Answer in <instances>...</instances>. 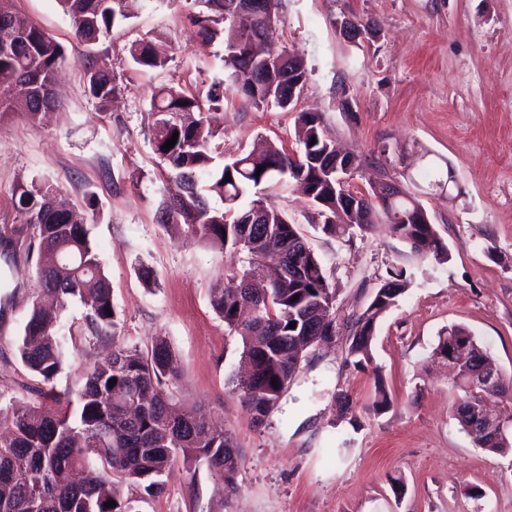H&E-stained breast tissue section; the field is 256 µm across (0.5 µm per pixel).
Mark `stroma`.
Returning a JSON list of instances; mask_svg holds the SVG:
<instances>
[{
    "instance_id": "1",
    "label": "stroma",
    "mask_w": 512,
    "mask_h": 512,
    "mask_svg": "<svg viewBox=\"0 0 512 512\" xmlns=\"http://www.w3.org/2000/svg\"><path fill=\"white\" fill-rule=\"evenodd\" d=\"M17 7L64 46L61 109L37 120L0 117V392L54 408L41 378L20 361L17 344L32 304L43 299L42 261L20 233L19 182L41 178L90 228L112 284L122 336L140 349L168 339L188 402L205 405L243 449L238 492L200 462L176 461L165 493L140 512H512V453L474 446L456 408L462 391L432 352L440 334L462 325L512 376V0H279L276 47L305 60L307 81L293 110L246 104L226 80L224 40L203 41L193 23L204 0H128L127 19L96 43H77L59 0ZM375 26L376 38L351 41L344 18ZM165 46V67L143 71L133 44ZM112 72L118 91L102 104L87 88L85 59ZM222 83L216 162L261 141L293 150L297 115L317 113L328 137L361 159L352 192L398 184L424 207L449 260L411 253L385 216L349 241L325 236L310 199L270 182L256 193L287 214L321 260L337 291L336 334L302 363L263 424H254L232 390L242 342L210 305V291L238 260L162 227L156 212L166 167L152 147V99L176 85L193 93ZM448 180V189L436 188ZM159 281L149 288L139 265ZM401 268L409 286L379 320L371 368L348 356L344 329L386 278ZM392 405L372 409L376 380ZM403 493H395L393 479Z\"/></svg>"
}]
</instances>
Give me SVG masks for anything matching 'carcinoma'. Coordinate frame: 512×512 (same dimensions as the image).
Returning a JSON list of instances; mask_svg holds the SVG:
<instances>
[{
  "label": "carcinoma",
  "mask_w": 512,
  "mask_h": 512,
  "mask_svg": "<svg viewBox=\"0 0 512 512\" xmlns=\"http://www.w3.org/2000/svg\"><path fill=\"white\" fill-rule=\"evenodd\" d=\"M224 2L206 0L211 14L195 19L199 35L213 39L219 34L217 25L228 22L225 47L241 45L237 54L224 56L228 81L254 106L272 103L288 110L292 102L268 96L263 87L255 91L238 84L239 75L256 72L260 59L282 50L266 41L260 18L237 24L227 21ZM60 3L80 44L96 42L125 18L123 0ZM131 58L144 71L162 68L168 60L167 52L151 41L136 44ZM66 62L59 42L16 9L13 0H0L1 116L23 112L35 118V100L14 99L10 89L23 78L45 89ZM87 77L94 98L101 103L112 100L117 86L111 73L90 66ZM222 101L218 85L204 95L168 85L159 89L152 103V145L177 190L163 194L156 217L162 226L185 224L193 236L230 256L245 255L241 269L225 277L224 286L212 290L211 306L227 329L241 338L242 358L252 365V372L237 381L235 390L252 419L262 421L298 372V363L309 357L305 336L309 317L319 310H333L336 289L284 213L269 211L260 231L257 225L242 222L256 204L253 200L245 208L240 206L250 190L275 179H293L305 184L323 217L319 228L328 237L343 240L355 228H374L373 217L380 209L391 234L411 251L419 252L429 244L437 262L445 263L449 256L416 199L406 195L390 200L383 194V183L367 195H357L336 182V172L325 157V152H335L334 142L326 138L316 114L298 113L304 135L294 151L267 144L230 163L213 165L211 143L218 131L204 111L219 107ZM175 132L177 143L169 150L163 148ZM199 172L208 175V191L217 194L224 207L210 206L198 187ZM227 175L231 180H225ZM56 192L48 181L33 179L15 188V207L22 223L32 229L38 248L62 257L60 265L38 270L39 287L51 293L63 309L78 302L83 307V330L80 339H75L34 304L19 339V357L30 372L52 384L79 347L109 339L112 354L106 364L85 372L77 390L68 388L58 394L53 411L17 407L0 397V512H30L33 500L38 512H139L137 503L165 493L162 476L179 456L204 462L224 489L234 493L242 449L233 436L210 425L205 409L186 403L183 376L165 337H155L145 352L121 341L116 317L107 314L113 309L111 284L89 230L84 224H69L50 214L48 202ZM346 196L359 198L356 211L340 205ZM250 279L262 280L267 286L248 299L240 287ZM406 283L404 270L388 271L367 308L347 321L349 356L355 366L372 362L377 323L405 293ZM248 301L254 316L243 321L241 309ZM292 322L296 327H290ZM461 346L471 350L477 363L459 365L453 386L464 392L459 407L481 417L490 410L489 399H512V378L503 377L491 387L474 380L473 371L493 364V359L460 325L439 337L433 355L449 359ZM113 378L116 384L111 386ZM275 379L276 387L272 386ZM473 441L491 453L512 452V439L487 434ZM126 485L134 487L138 496L124 495ZM108 501L117 505L104 506Z\"/></svg>",
  "instance_id": "1"
}]
</instances>
